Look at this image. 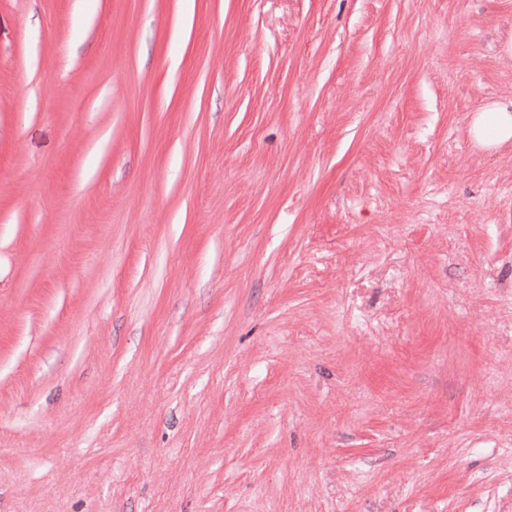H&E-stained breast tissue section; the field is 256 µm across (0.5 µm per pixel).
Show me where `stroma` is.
Instances as JSON below:
<instances>
[{
  "label": "stroma",
  "mask_w": 512,
  "mask_h": 512,
  "mask_svg": "<svg viewBox=\"0 0 512 512\" xmlns=\"http://www.w3.org/2000/svg\"><path fill=\"white\" fill-rule=\"evenodd\" d=\"M509 40L0 0V512H512ZM512 107V100L499 102L495 106L496 131L494 138H488L485 132L484 117L480 116L474 123V135L476 139L484 144H490L512 137V115L509 109Z\"/></svg>",
  "instance_id": "35a3bbf8"
}]
</instances>
